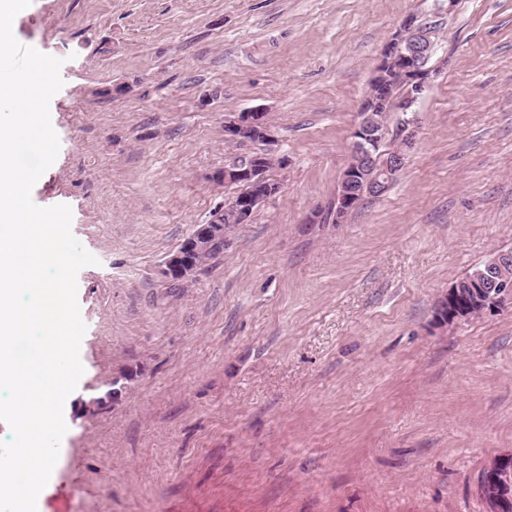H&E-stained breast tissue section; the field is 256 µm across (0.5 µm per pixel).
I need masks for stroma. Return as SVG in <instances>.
<instances>
[{"label": "stroma", "mask_w": 512, "mask_h": 512, "mask_svg": "<svg viewBox=\"0 0 512 512\" xmlns=\"http://www.w3.org/2000/svg\"><path fill=\"white\" fill-rule=\"evenodd\" d=\"M433 3L32 0L15 19L63 61L32 199L69 206L98 259L43 512H485L483 469L512 451V301L433 317L512 249V0H457L396 181L318 220L384 44ZM258 108L283 190L173 287L169 254L243 190L219 175L252 147L224 123Z\"/></svg>", "instance_id": "1"}]
</instances>
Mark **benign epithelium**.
<instances>
[{
    "mask_svg": "<svg viewBox=\"0 0 512 512\" xmlns=\"http://www.w3.org/2000/svg\"><path fill=\"white\" fill-rule=\"evenodd\" d=\"M455 2L436 0L429 15L422 17L411 13L405 16L385 44L373 76H380L392 67L401 74L402 84L395 91L384 86L381 96L364 99L360 104L352 153L342 179L352 184L361 181L364 190H345L336 195L330 209L334 222L341 223L345 215L364 200L384 195L413 150L417 119L414 115L406 116V113L414 111L416 102L425 96L439 73V66L431 63L435 45L433 36L438 32L442 17L451 13ZM393 91L396 92L394 99L391 98ZM390 99L394 100L392 111L398 113V118L393 126L376 135L370 129L365 113L382 109ZM224 132L227 139L240 145L261 142L268 146L265 152L250 153L243 163L221 173L225 182L262 188L259 195L244 193L229 203L237 223L247 224L255 210L282 189L280 183L267 176L266 157L271 155L269 146L274 143L272 126L267 113L256 109L242 112L226 122ZM226 234L224 224L216 219L196 225L190 237L165 260L163 276L172 282L188 278L194 272L196 259L226 241ZM508 298L512 299V276L502 272L487 281L479 273L467 287L456 285L441 295L436 306V323L447 327L466 321L474 306L480 307L485 314L494 312ZM478 492L486 504V512H512V453L492 461L481 477Z\"/></svg>",
    "mask_w": 512,
    "mask_h": 512,
    "instance_id": "obj_1",
    "label": "benign epithelium"
}]
</instances>
